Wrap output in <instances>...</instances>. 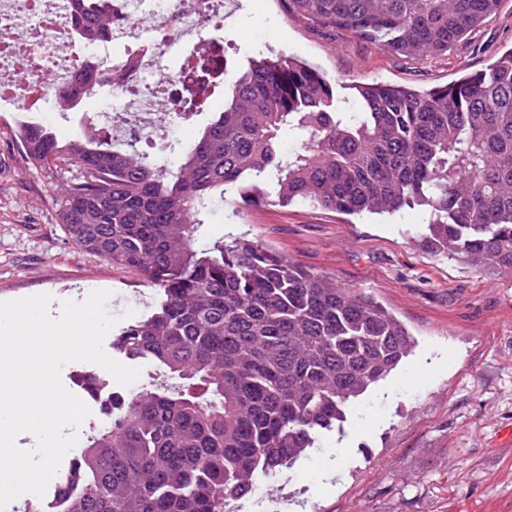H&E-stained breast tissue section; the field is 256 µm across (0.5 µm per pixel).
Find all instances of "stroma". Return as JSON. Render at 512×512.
<instances>
[{
    "label": "stroma",
    "instance_id": "obj_1",
    "mask_svg": "<svg viewBox=\"0 0 512 512\" xmlns=\"http://www.w3.org/2000/svg\"><path fill=\"white\" fill-rule=\"evenodd\" d=\"M228 8L215 37L229 63L289 56L334 80L338 97L350 102L361 84L426 91L512 51V0L448 55L426 61L291 12L288 0H230ZM223 107L219 87L192 125L157 131L136 123L138 146L162 155L182 149ZM129 108L128 98L100 90L76 110L46 117L0 111V302L47 294L56 318L65 301L109 292L106 308L118 321L107 350L160 290L67 239L59 210L70 172L25 163L12 131L19 121H39L66 140ZM427 221L419 206L362 217L301 203L247 205L233 191L209 203L199 245L257 241L371 298L415 339L413 353L348 408L342 432L256 482L245 498L253 512H512V446L501 440L512 428V273L423 250L417 235Z\"/></svg>",
    "mask_w": 512,
    "mask_h": 512
}]
</instances>
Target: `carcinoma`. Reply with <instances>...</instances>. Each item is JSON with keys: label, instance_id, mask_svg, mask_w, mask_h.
<instances>
[{"label": "carcinoma", "instance_id": "carcinoma-1", "mask_svg": "<svg viewBox=\"0 0 512 512\" xmlns=\"http://www.w3.org/2000/svg\"><path fill=\"white\" fill-rule=\"evenodd\" d=\"M74 2L90 46L112 11L108 0ZM289 3L387 52L429 60L502 0ZM221 78L224 111L177 160L131 140L119 149L94 124L65 142L36 122L13 133L31 166L76 172L59 213L67 237L161 287L155 310L114 349L176 380L117 399L107 378L83 375L107 420L86 436L52 503L24 512H224L225 501L342 429L347 406L413 351L389 311L253 240L197 248L216 194L358 216L421 206L430 219L418 243L430 253L512 271V51L425 92L359 86L353 107L292 58L249 59L222 75L192 64L178 78L185 104L203 107L201 94ZM103 86L111 78L62 89L56 101L75 109ZM285 129L299 138L286 155Z\"/></svg>", "mask_w": 512, "mask_h": 512}]
</instances>
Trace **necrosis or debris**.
<instances>
[{
  "label": "necrosis or debris",
  "mask_w": 512,
  "mask_h": 512,
  "mask_svg": "<svg viewBox=\"0 0 512 512\" xmlns=\"http://www.w3.org/2000/svg\"><path fill=\"white\" fill-rule=\"evenodd\" d=\"M224 15V0H112L107 41L130 47L112 63V88L131 96L135 111L165 126L166 99L141 95L159 59L178 41L195 37L200 56L223 61V53L204 35L208 23ZM148 25L153 38L137 37ZM79 24L72 0H0V105L21 102L25 111H44L57 86L78 83Z\"/></svg>",
  "instance_id": "obj_1"
}]
</instances>
